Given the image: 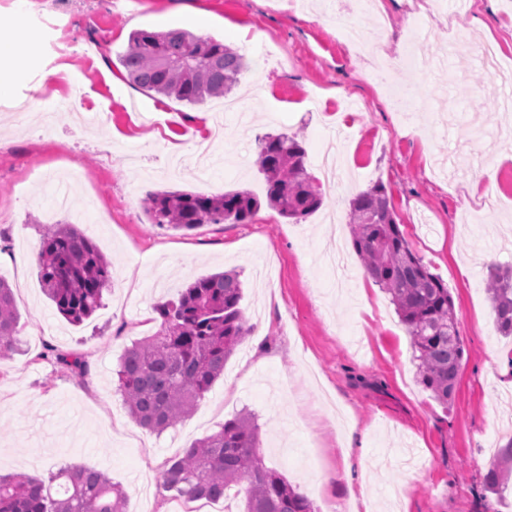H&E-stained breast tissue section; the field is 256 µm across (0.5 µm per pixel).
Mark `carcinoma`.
I'll list each match as a JSON object with an SVG mask.
<instances>
[{"mask_svg": "<svg viewBox=\"0 0 512 512\" xmlns=\"http://www.w3.org/2000/svg\"><path fill=\"white\" fill-rule=\"evenodd\" d=\"M118 60L129 81L147 92L198 104L221 97L238 83L242 55L214 38L185 29H140L129 36ZM305 149L293 136L267 134L257 164L266 183V202L301 221L323 203L320 184L307 172ZM250 191L203 195L158 191L147 196L154 224L193 230L203 224H244L260 208ZM352 245L364 268L395 306L411 338L421 383L439 403L452 398L464 347L452 296L410 247L389 207L386 188L375 185L350 203ZM40 281L68 320L81 323L102 306L111 287V262L75 225H52L39 247ZM500 334L512 336V271L493 269L488 282ZM240 275L201 276L175 300L155 306L157 332L119 359L118 391L129 415L161 433L189 416L224 375V364L250 333L240 307ZM19 313L9 285L0 278V359L20 343ZM486 489L500 497L512 489V439L499 447L484 474ZM244 487L242 512H315L312 502L261 460L259 430L241 412L197 440L171 462L163 488L186 501H216ZM128 496L105 474L84 465H65L43 480L0 475V512H127Z\"/></svg>", "mask_w": 512, "mask_h": 512, "instance_id": "carcinoma-1", "label": "carcinoma"}]
</instances>
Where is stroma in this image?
Returning a JSON list of instances; mask_svg holds the SVG:
<instances>
[{
	"label": "stroma",
	"mask_w": 512,
	"mask_h": 512,
	"mask_svg": "<svg viewBox=\"0 0 512 512\" xmlns=\"http://www.w3.org/2000/svg\"><path fill=\"white\" fill-rule=\"evenodd\" d=\"M385 49L400 67L377 85L376 55L346 48L337 19L359 0H0V39L33 66L0 97V278L20 314L18 351L0 360V474H49L65 464L104 472L128 496V512H179L162 488L169 462L241 412L260 430L267 468L284 475L316 512L350 486L376 512H512V493L483 497L485 443L512 437V339L500 336L487 293L497 265H512V0H383ZM186 29L254 62L229 99L188 105L126 79L118 55L131 32ZM448 42L445 66L413 71L423 37ZM500 44L503 70L476 63ZM341 130L338 196L305 220L261 207L244 224L179 231L151 223L146 192L265 196L259 137L302 143L306 167ZM494 199L471 197L469 179L491 157ZM79 165L57 220L76 225L111 262L104 305L79 325L45 296L38 249L48 226L47 175ZM384 184L412 249L452 295L464 357L452 405L416 375L411 339L387 293L345 284L361 262L347 215L357 194ZM234 269L253 331L224 376L176 427L139 426L117 393L123 351L159 328L158 298H176L200 276ZM76 353L77 374L58 364Z\"/></svg>",
	"instance_id": "obj_1"
}]
</instances>
